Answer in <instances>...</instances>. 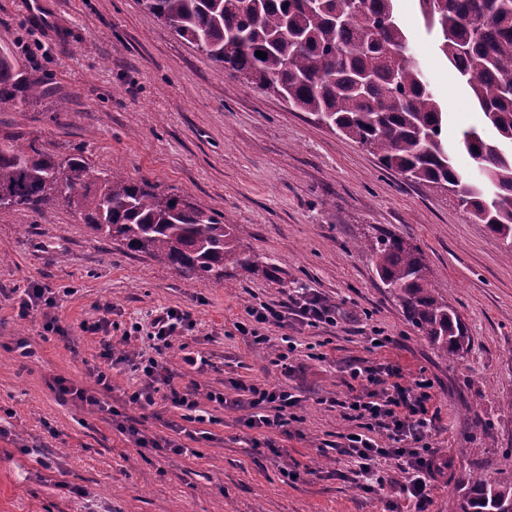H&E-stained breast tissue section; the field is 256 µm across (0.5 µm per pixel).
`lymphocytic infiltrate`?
<instances>
[{
    "mask_svg": "<svg viewBox=\"0 0 512 512\" xmlns=\"http://www.w3.org/2000/svg\"><path fill=\"white\" fill-rule=\"evenodd\" d=\"M292 315L301 325L313 328L337 322L335 305L308 291L298 290L291 294L289 305L274 306L262 302L251 306L247 310L246 321L237 323L236 328L240 333L252 336L254 344L263 345L269 341L266 329L272 326L286 328ZM111 327V320L105 316L81 325L83 331L104 338L103 364L92 373L96 393H89L66 378L57 377L53 380V388L59 397L69 396L91 406L99 405L100 394L112 390L114 365L124 363L131 367L138 379L136 387L127 395L129 407L149 410L155 406L157 395L161 394L182 410L183 420L202 422L206 419L202 401L224 408L237 407L245 402L252 409L245 424L259 433L258 438L252 441L253 446L274 448L275 435L286 434L289 424L286 411L298 404L297 397L288 391L259 382L247 386L248 397L244 400L228 398L218 391L207 392L201 399L191 389L174 387L171 376L163 374L157 355L168 349L176 338L194 329L195 323L189 312L168 308L152 319L150 330L146 332L153 349L149 355L116 354L109 338ZM350 377L358 382L360 391L342 402L341 407L346 419L355 422L357 428L345 434L337 450L353 459L354 482L366 490L384 487L386 480L377 469L378 460L390 457L401 460L407 477L396 483L395 490L411 504L414 512H427L432 501L430 479L436 462L425 440L441 420V407L437 403L433 380L422 376L413 383H404L401 367L388 361L354 367Z\"/></svg>",
    "mask_w": 512,
    "mask_h": 512,
    "instance_id": "f902f5d3",
    "label": "lymphocytic infiltrate"
}]
</instances>
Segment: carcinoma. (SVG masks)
Masks as SVG:
<instances>
[{
    "label": "carcinoma",
    "mask_w": 512,
    "mask_h": 512,
    "mask_svg": "<svg viewBox=\"0 0 512 512\" xmlns=\"http://www.w3.org/2000/svg\"><path fill=\"white\" fill-rule=\"evenodd\" d=\"M177 36L212 62L288 107L309 112L364 146L404 178L448 192L512 255V0H418L439 50L469 85L496 141L470 129L460 146L484 181L453 163L445 112L409 53L398 0H141ZM267 53L262 59L255 52ZM47 94L43 80L0 49V112ZM0 144V219L58 203L77 211L96 235L116 241L198 282H224V269L272 276L260 255L239 245L236 226L177 194L157 191L122 170L64 161L37 139ZM376 273L408 320L447 357L469 346L462 318L425 277L421 251L400 237L377 239ZM452 512H512V479L470 470L458 479Z\"/></svg>",
    "instance_id": "carcinoma-1"
}]
</instances>
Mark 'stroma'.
Returning <instances> with one entry per match:
<instances>
[{"label":"stroma","mask_w":512,"mask_h":512,"mask_svg":"<svg viewBox=\"0 0 512 512\" xmlns=\"http://www.w3.org/2000/svg\"><path fill=\"white\" fill-rule=\"evenodd\" d=\"M0 0V48L42 78L50 92L15 112H0V136L21 133L64 159L103 171L121 164L135 179L186 196L237 226L241 245L267 258L276 280L227 270L229 287L197 283L118 242L95 235L58 205L19 209L0 220V512H399L391 484L405 473L381 460L389 480L371 492L352 481L335 444L352 427L338 408L351 397V366L386 360L412 379L435 382L441 422L429 443L444 467L429 512H448L461 475L480 463L490 477H512V258L456 197L382 168L359 144L316 116L214 64L140 0ZM410 51L448 111V140L484 124L463 81L440 55L415 0H400ZM393 235L424 254L436 292L459 312L470 336L464 358L442 356L417 332L381 283L359 242ZM59 289L51 313L20 319L23 289ZM305 288L335 304L337 325L289 322L251 345L235 324L249 307L283 305ZM111 306L113 336L149 324L163 309L189 311L195 328L162 356L176 386L198 395L257 381L299 397L290 436L277 451L254 450L247 410L209 405V421L169 425L180 412L158 401L153 412L127 409L147 435L177 437L185 453L136 447L112 422L136 377L112 370L103 408L58 397L54 378L93 385L99 336L81 324ZM380 329L394 340L368 341ZM298 344L290 368L271 366L282 333ZM26 340L28 357L14 346ZM202 356V371L184 364ZM125 408V407H124ZM486 448L481 460L470 448ZM51 457L50 466L39 463ZM310 474H303V467ZM300 468L297 480L286 472Z\"/></svg>","instance_id":"1"}]
</instances>
